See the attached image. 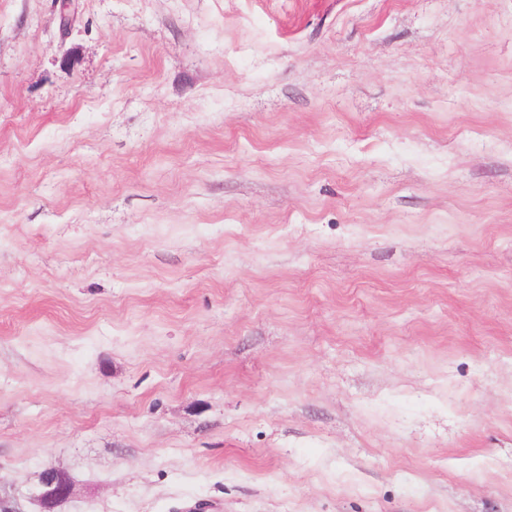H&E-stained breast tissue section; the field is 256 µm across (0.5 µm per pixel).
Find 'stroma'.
Returning a JSON list of instances; mask_svg holds the SVG:
<instances>
[{
	"label": "stroma",
	"instance_id": "stroma-1",
	"mask_svg": "<svg viewBox=\"0 0 512 512\" xmlns=\"http://www.w3.org/2000/svg\"><path fill=\"white\" fill-rule=\"evenodd\" d=\"M70 4L0 0V491L512 512V0ZM75 492L72 478L63 470L45 469L33 486L31 498L42 506V512H54L62 503L70 500Z\"/></svg>",
	"mask_w": 512,
	"mask_h": 512
}]
</instances>
